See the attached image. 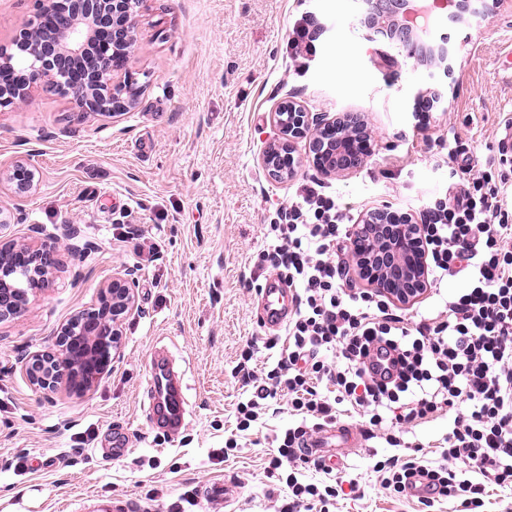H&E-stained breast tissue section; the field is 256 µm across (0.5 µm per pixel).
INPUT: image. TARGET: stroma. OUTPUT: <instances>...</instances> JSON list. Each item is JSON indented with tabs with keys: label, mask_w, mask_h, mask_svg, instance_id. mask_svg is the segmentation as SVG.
Here are the masks:
<instances>
[{
	"label": "stroma",
	"mask_w": 512,
	"mask_h": 512,
	"mask_svg": "<svg viewBox=\"0 0 512 512\" xmlns=\"http://www.w3.org/2000/svg\"><path fill=\"white\" fill-rule=\"evenodd\" d=\"M358 0H144L129 69L142 86L136 108L111 116L77 111L69 97L37 90L0 108V162L24 158L35 172L22 196L0 185L14 222L7 238L77 228L49 288L0 324V512H180L184 492L224 483L227 503L199 496L196 512H278L286 471H270L276 433L292 418L235 428L242 399L234 368L271 332L258 322L263 227L275 223L298 183L327 181L344 214L359 220L382 204L418 214L445 196L452 168L442 141L512 180V150L499 141L512 121V0L481 23L439 19L433 30L455 54L448 110L426 124L407 99L414 60L368 39ZM314 21L315 56L295 61L296 21ZM291 99L313 113L360 112L373 134L363 167L324 178L306 160L283 181L260 165L275 137L272 116ZM119 269L138 279L137 306L122 325L123 356L81 394L35 388L21 359L50 349L58 329L98 301ZM163 350L182 379L185 423L154 424L148 380ZM90 432L89 444L77 436ZM127 452L111 454L114 437ZM238 447L225 455L224 442ZM378 439L336 449L338 469L359 483L336 512H473L459 497L418 498L380 487Z\"/></svg>",
	"instance_id": "1"
}]
</instances>
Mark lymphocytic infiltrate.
Here are the masks:
<instances>
[{
    "instance_id": "lymphocytic-infiltrate-1",
    "label": "lymphocytic infiltrate",
    "mask_w": 512,
    "mask_h": 512,
    "mask_svg": "<svg viewBox=\"0 0 512 512\" xmlns=\"http://www.w3.org/2000/svg\"><path fill=\"white\" fill-rule=\"evenodd\" d=\"M461 172L464 188L420 214L429 287L439 297L428 316L409 317L349 280L343 257L353 249L352 227L328 186H298L280 222L265 230L259 262L293 289L295 312L273 362L258 371L253 352L244 354L237 427L279 413L284 401L297 417L277 436L270 462L290 469L280 512H316L343 494V477L305 443L349 409L366 438L392 450L374 465L384 489L406 494L419 475L434 494L465 495L478 508L485 478L512 485V211L504 207L506 179L469 162ZM452 278L462 286L442 298ZM388 351L397 373L380 380L367 363ZM445 413L453 421L431 462L400 433Z\"/></svg>"
}]
</instances>
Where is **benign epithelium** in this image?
<instances>
[{"label": "benign epithelium", "instance_id": "obj_1", "mask_svg": "<svg viewBox=\"0 0 512 512\" xmlns=\"http://www.w3.org/2000/svg\"><path fill=\"white\" fill-rule=\"evenodd\" d=\"M40 10L33 27L15 35L10 45L0 46V72L15 69L24 60L11 87L0 82V102L12 106L27 102L42 87L60 91L58 77L69 79L68 97L82 112L117 114L135 108L138 100H124L115 89L132 83L127 64L137 44L138 8L142 0H37ZM404 0H365L366 35L373 39L386 28L388 46L406 54L427 71L429 81L412 90L414 102L448 109V78L453 73L454 53L444 41L427 45L401 21ZM458 10L467 17L483 18L490 8L486 0H459ZM277 137L264 148L260 163L267 175L281 181L299 165L294 144L306 142L313 165L326 176L351 173L364 163L363 146L371 140L365 115L311 113L296 101L280 103L274 111ZM35 173L25 160L0 163V182L13 194L34 186ZM388 205L367 211L354 234L355 271L371 269L372 290L389 300L409 305L427 290L426 252L420 246L421 225L410 213L399 215ZM75 229L37 244L0 241V322L19 316L29 295L49 284L61 264V251L78 248L72 243ZM137 280L125 269L112 275L102 287L100 304L73 316L57 332L53 348L22 359L33 386L55 393L60 389L82 392L109 371L120 355L122 322L136 307Z\"/></svg>", "mask_w": 512, "mask_h": 512}]
</instances>
